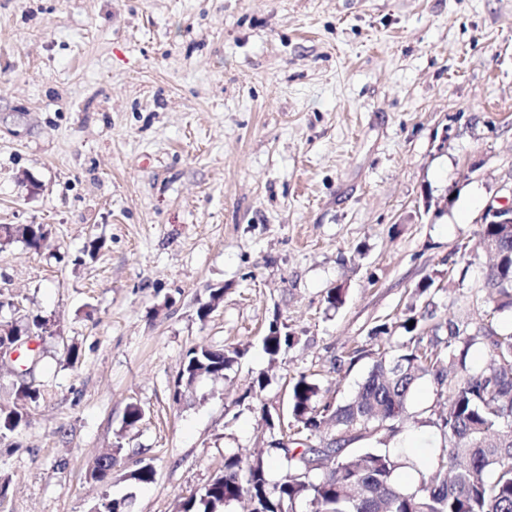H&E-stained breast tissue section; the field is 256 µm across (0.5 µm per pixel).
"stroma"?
I'll list each match as a JSON object with an SVG mask.
<instances>
[{"mask_svg": "<svg viewBox=\"0 0 512 512\" xmlns=\"http://www.w3.org/2000/svg\"><path fill=\"white\" fill-rule=\"evenodd\" d=\"M509 195L512 0H0V224L50 230L39 253L0 246V321L49 323L43 396L0 440V512H92L107 491L174 512L232 454L278 481L262 414L290 421L299 375L344 404L410 308L443 339L464 316L512 332L476 248ZM273 322L293 338L274 366ZM199 344L245 354L173 402ZM143 463L154 482L129 488Z\"/></svg>", "mask_w": 512, "mask_h": 512, "instance_id": "1", "label": "stroma"}]
</instances>
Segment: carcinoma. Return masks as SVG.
<instances>
[{
  "mask_svg": "<svg viewBox=\"0 0 512 512\" xmlns=\"http://www.w3.org/2000/svg\"><path fill=\"white\" fill-rule=\"evenodd\" d=\"M48 230L42 224H1L0 242H21L38 252ZM480 245L496 260L485 282L497 296L498 307H512V236L500 224H484ZM413 326H408L409 322ZM47 320L35 316L16 326L0 323V345L23 343L46 331ZM408 333L399 346L392 343L378 353L353 397L336 408L317 405L320 388L300 376L290 389L293 419L306 431V439L322 436L332 422L336 434L322 448L297 450L284 446L287 474L270 484L262 462L245 463L237 456L224 459V470L204 490L178 501L177 512H223L234 502L247 501L251 512H512V332L498 333L465 322L449 327L448 340L425 338L420 319L408 316L401 323ZM486 348L480 365L468 359L473 345ZM270 362L291 346L292 337L269 325L262 340ZM242 352L236 347L190 348L183 357L172 398L178 403L203 376L224 377V371ZM428 376L437 384L436 400L414 416L415 424L435 427L440 444L425 457L414 488L395 480L398 470L416 467L401 447L407 404L416 383ZM41 398L34 382L15 389L14 407L0 410V438L19 432L27 424V408ZM369 445L348 450L355 441ZM331 466L316 475L324 462ZM116 457L107 453L95 462L91 476L107 483ZM155 479L145 463L127 475L135 485ZM127 497L105 493L94 512H125Z\"/></svg>",
  "mask_w": 512,
  "mask_h": 512,
  "instance_id": "obj_1",
  "label": "carcinoma"
}]
</instances>
